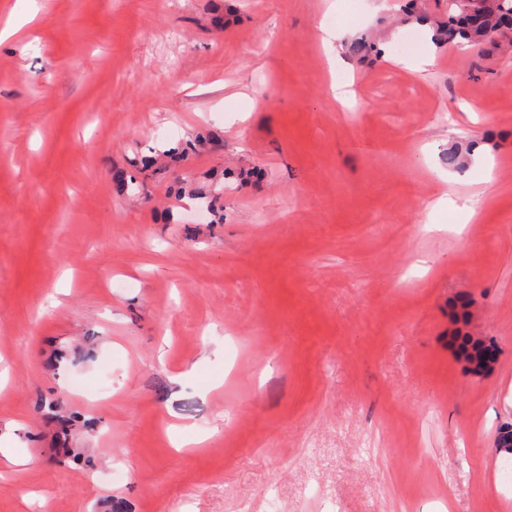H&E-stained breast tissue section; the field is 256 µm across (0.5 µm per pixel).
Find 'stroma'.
<instances>
[{
	"mask_svg": "<svg viewBox=\"0 0 512 512\" xmlns=\"http://www.w3.org/2000/svg\"><path fill=\"white\" fill-rule=\"evenodd\" d=\"M37 7L0 47V512H512V55L398 0ZM457 349L465 360L476 357L479 361H485L488 355L496 356V349L493 345L486 344L480 339L472 340L470 336H458Z\"/></svg>",
	"mask_w": 512,
	"mask_h": 512,
	"instance_id": "1",
	"label": "stroma"
}]
</instances>
